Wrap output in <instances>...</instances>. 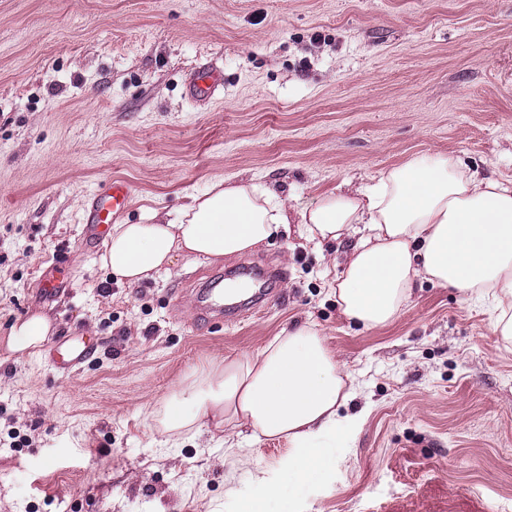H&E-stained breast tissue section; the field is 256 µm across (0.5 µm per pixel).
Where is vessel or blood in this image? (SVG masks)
<instances>
[{
  "label": "vessel or blood",
  "mask_w": 512,
  "mask_h": 512,
  "mask_svg": "<svg viewBox=\"0 0 512 512\" xmlns=\"http://www.w3.org/2000/svg\"><path fill=\"white\" fill-rule=\"evenodd\" d=\"M223 79L214 74H204L196 78L189 88L193 99L206 100L211 98L222 85ZM132 195L130 183L121 177H111L98 183L90 198V208L85 221L84 240L89 248L95 249L105 242L109 227L126 211ZM280 269L245 270L239 282L226 289L209 292L204 305L196 306L197 321L205 317L215 316L224 312L238 316L242 308L238 302L239 295L250 293L253 310H260L268 296L266 285L278 279ZM96 352L92 340L74 336L66 340L64 346L55 347L49 354L50 362L57 368L71 371L80 368L91 360Z\"/></svg>",
  "instance_id": "b4317fda"
}]
</instances>
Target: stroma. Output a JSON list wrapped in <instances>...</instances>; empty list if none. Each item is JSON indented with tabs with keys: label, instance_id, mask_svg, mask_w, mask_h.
Instances as JSON below:
<instances>
[{
	"label": "stroma",
	"instance_id": "35a3bbf8",
	"mask_svg": "<svg viewBox=\"0 0 512 512\" xmlns=\"http://www.w3.org/2000/svg\"><path fill=\"white\" fill-rule=\"evenodd\" d=\"M211 69L222 87L190 98ZM439 155L512 181V0H0V512H242L257 479L283 481L287 441L174 436L154 415L180 377L293 324L335 355L356 430L284 512H512V342L491 299L426 282L367 330L331 290L340 242L179 256L136 286L84 245L108 177L132 184L137 224L217 176L304 206ZM243 260L283 268L275 296L197 325L194 289ZM34 314L45 345L13 352ZM77 329L97 357L60 371L49 346ZM50 331L51 324L46 317L33 315L11 328L10 348L15 352H29L31 349L37 348Z\"/></svg>",
	"mask_w": 512,
	"mask_h": 512
}]
</instances>
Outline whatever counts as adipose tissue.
I'll list each match as a JSON object with an SVG mask.
<instances>
[{
	"mask_svg": "<svg viewBox=\"0 0 512 512\" xmlns=\"http://www.w3.org/2000/svg\"><path fill=\"white\" fill-rule=\"evenodd\" d=\"M145 224H116L101 257L117 281L153 278L174 257L215 261L267 243L283 230L308 241L353 238L333 292L342 314L373 329L399 313L415 282L460 294L492 293L494 329L512 340V186L480 176L450 156L417 158L381 172L350 194L306 206L233 177L214 179L187 204L151 211ZM345 382L320 332L301 325L254 354L211 361L181 378L158 422L178 434L193 426L247 423L255 436L288 440L285 483L258 482L245 512H279L323 481L355 427L340 416Z\"/></svg>",
	"mask_w": 512,
	"mask_h": 512,
	"instance_id": "1",
	"label": "adipose tissue"
}]
</instances>
